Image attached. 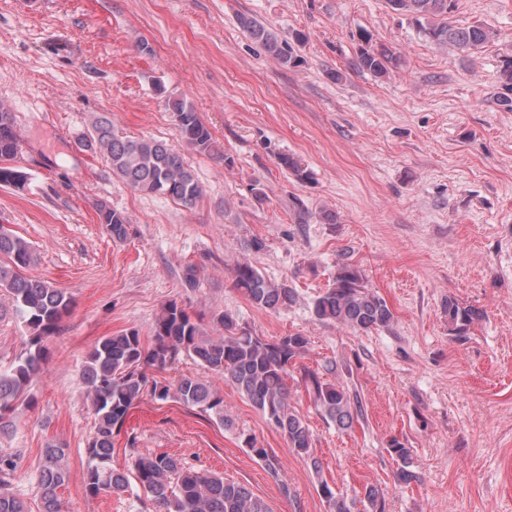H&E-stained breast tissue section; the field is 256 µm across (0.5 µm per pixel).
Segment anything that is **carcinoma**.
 I'll use <instances>...</instances> for the list:
<instances>
[{"label": "carcinoma", "instance_id": "carcinoma-1", "mask_svg": "<svg viewBox=\"0 0 512 512\" xmlns=\"http://www.w3.org/2000/svg\"><path fill=\"white\" fill-rule=\"evenodd\" d=\"M389 8L412 20L419 33L438 47L448 45L470 56L496 36L493 28L480 24L458 27L450 14L455 0H387ZM240 25L249 35L286 66L297 59L292 49L283 46L277 36L262 23L245 15ZM361 42L356 68L377 77L386 76L403 65L401 56L384 45L373 44V35L359 32ZM166 107L182 143L199 154L214 151V141L195 106L183 98H169ZM83 147L99 154L112 174L136 192L162 196L192 205L202 188L183 155L174 146L155 139H130L118 134L112 122L99 118ZM21 151V139L14 113L0 104V186L21 189L29 174L14 164ZM99 223L112 238L127 237V217L105 204L98 207ZM37 263L33 246L9 230H0V289L8 293L10 310L0 308V318L12 312L20 319L26 341L24 349L6 369H0V436L17 429L20 408L33 405L31 386L49 355L47 341L59 332L60 324L72 307V297L50 283L33 277L29 270ZM233 286L258 309L278 312L297 299L294 288L266 278L247 260L232 269ZM312 314L320 322H335L350 329L367 332L389 326L393 313L386 301L372 291L361 272L340 265L332 282L313 301ZM448 324L464 334L481 312L456 300L446 306ZM224 335L210 337L200 319L175 301L166 303L156 316L150 342L136 329L101 338L84 361L82 379L96 415V427L87 441L89 468L85 490L91 496L102 492L121 497L137 489L154 512H270L269 506L245 485L216 473L199 471L168 453H135L131 468L112 466L113 440L125 423L130 408L148 396L155 401L175 399L187 407L212 413L222 425L229 419L224 413V396L213 389L207 375L215 374L232 383L238 393L257 409L266 422L287 440L288 448L301 457L315 474L322 470L314 448V436L299 413L289 403L288 380L291 368L306 352L309 337L292 333L273 341L252 333L249 326L229 312L214 317ZM193 358L204 370L202 375L183 376L167 385L149 371H163L180 356ZM301 384L314 407L341 429L348 428L360 404H352L343 386L333 383L309 368L300 369ZM244 443L272 476H278V458L256 445L248 437ZM388 452L397 464L395 478L404 485L419 480L412 469L410 451L396 438L388 442ZM64 453L59 445L46 449L39 470L37 493L41 512H60L58 489L67 473ZM17 454L0 452V512H29L27 503L11 485L20 468ZM318 493L328 512H384L378 488L366 485L362 499H348L321 479Z\"/></svg>", "mask_w": 512, "mask_h": 512}]
</instances>
